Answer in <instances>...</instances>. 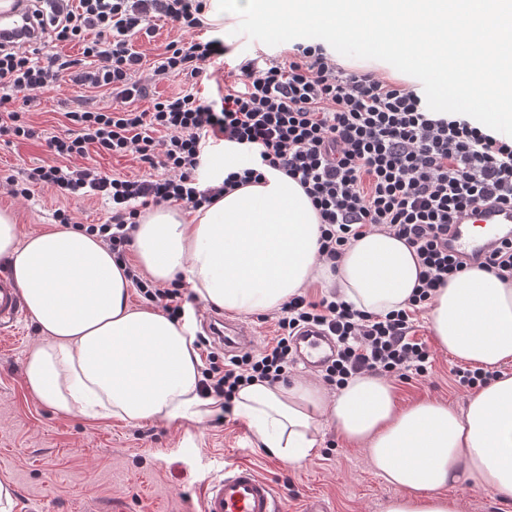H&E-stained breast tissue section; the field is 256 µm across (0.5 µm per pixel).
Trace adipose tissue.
Returning a JSON list of instances; mask_svg holds the SVG:
<instances>
[{
  "label": "adipose tissue",
  "mask_w": 512,
  "mask_h": 512,
  "mask_svg": "<svg viewBox=\"0 0 512 512\" xmlns=\"http://www.w3.org/2000/svg\"><path fill=\"white\" fill-rule=\"evenodd\" d=\"M320 218L303 188L274 169L192 215L154 208L134 232L139 265L152 278L184 276L205 304L230 313L281 308L313 283L337 289L355 308L406 307L421 267L403 240L372 231L352 240L338 267L320 261ZM0 258L11 265L44 337L29 349L24 380L62 413L143 420L200 419V361L186 324L129 303L130 280L95 237L69 227L27 236L0 211ZM438 345L497 371L462 409L437 400L398 407L392 385L354 377L334 397L307 380L252 382L233 399L263 448L297 464L318 444L329 414L375 472L396 486L384 512H458L447 488L471 486L512 502V280L478 268L438 288L430 302Z\"/></svg>",
  "instance_id": "ef3b65f1"
}]
</instances>
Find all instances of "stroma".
Instances as JSON below:
<instances>
[{
	"mask_svg": "<svg viewBox=\"0 0 512 512\" xmlns=\"http://www.w3.org/2000/svg\"><path fill=\"white\" fill-rule=\"evenodd\" d=\"M203 38L229 46L223 58L208 65L203 76L172 75L149 84L138 109L151 110L155 99L184 90L220 100L229 73L241 58L257 53L279 61L288 57L287 44L269 46L248 39L236 28L238 17L219 11L216 0L207 7ZM151 34H138L133 48L144 56L145 67L160 60L168 43L180 36L169 20L155 18ZM40 104L28 115L39 138L0 142V180L36 163L50 162L44 139L63 131L65 112L108 107L110 98L98 92L78 93L69 87L43 91ZM64 208L82 224L103 223L110 206L101 196L62 198L50 188H35L30 199L9 195L0 187V210L14 212L21 233L52 228L53 213ZM415 337L432 358L429 376L392 378L399 406L435 399L460 409L469 391L450 374L456 357L442 350L430 327L428 313H419ZM41 337L34 318L18 331L0 335V484L12 495L10 512H201L209 482L225 468L245 463L268 479L284 512H303L307 499L320 500L326 512H382L396 490L377 476L361 448L347 444L330 416L318 421V452L291 464L261 448L245 420L231 417L218 423L148 419L126 421L90 418L55 411L34 395L24 382L28 348Z\"/></svg>",
	"mask_w": 512,
	"mask_h": 512,
	"instance_id": "obj_1",
	"label": "stroma"
}]
</instances>
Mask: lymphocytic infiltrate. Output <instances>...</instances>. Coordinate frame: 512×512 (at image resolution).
Returning a JSON list of instances; mask_svg holds the SVG:
<instances>
[{
	"instance_id": "obj_1",
	"label": "lymphocytic infiltrate",
	"mask_w": 512,
	"mask_h": 512,
	"mask_svg": "<svg viewBox=\"0 0 512 512\" xmlns=\"http://www.w3.org/2000/svg\"><path fill=\"white\" fill-rule=\"evenodd\" d=\"M206 7V0H42L33 14L45 39L82 43L81 58L44 56L34 41L0 39V137H35L22 114L33 93L50 87L70 83L114 101L99 111L68 112V128L45 139L53 163L9 179L11 195L26 198L33 187L46 186L63 197L106 196L110 217L85 225V232L124 264L148 303L177 321L185 315L181 285L158 284L125 261L141 209L176 203L194 211L258 181L265 168L280 170L300 184L319 214L320 260L338 264L352 239L384 231L415 251L418 284L406 307L386 313L355 309L334 295L296 294L281 307L278 336L255 353L228 358L200 338L206 353L200 395L227 412L242 385L284 381L292 338L306 326L336 338V357L323 375L328 385L340 388L367 373L426 375L430 354L412 334L413 317L437 288L470 267L448 249L451 220L489 200L512 205V137L484 133L459 114L430 118L417 89L375 71L345 70L319 43L294 44L284 63L260 55L242 59L220 101L183 91L152 110L136 108L147 87L132 78L142 65L133 37L148 19L170 20L185 37L167 45L152 81L200 77L225 52L219 39L196 34ZM211 140L252 151V167L229 172L221 185L200 187L196 171ZM94 152L138 155L151 172L106 174L90 163Z\"/></svg>"
}]
</instances>
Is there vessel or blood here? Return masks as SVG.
<instances>
[{
    "label": "vessel or blood",
    "mask_w": 512,
    "mask_h": 512,
    "mask_svg": "<svg viewBox=\"0 0 512 512\" xmlns=\"http://www.w3.org/2000/svg\"><path fill=\"white\" fill-rule=\"evenodd\" d=\"M34 17L27 7H19L0 18V33L23 35L32 30ZM512 238V207L479 204L456 218L448 235L450 249L459 256H483L498 242ZM25 315L23 298L6 273H0V334L9 335ZM255 338L242 324L224 322V349L233 352L252 347ZM298 357L308 367L320 368L332 356L334 343L325 332L303 329L297 339ZM202 512H282L273 485L247 464L224 472L205 491Z\"/></svg>",
    "instance_id": "1"
}]
</instances>
